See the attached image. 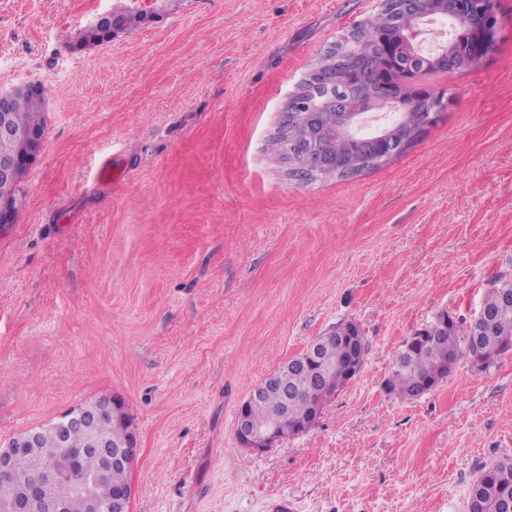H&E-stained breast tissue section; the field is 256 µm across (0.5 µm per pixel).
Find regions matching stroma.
I'll return each mask as SVG.
<instances>
[{
    "label": "stroma",
    "instance_id": "obj_1",
    "mask_svg": "<svg viewBox=\"0 0 512 512\" xmlns=\"http://www.w3.org/2000/svg\"><path fill=\"white\" fill-rule=\"evenodd\" d=\"M118 0H0V87L43 80V151L0 233V440L114 394L140 441L132 512H467L512 461V354L432 391L384 387L448 314L512 279V0L496 52L400 157L308 185L264 145L288 93L366 0H136L159 22L81 52ZM112 158L100 178L98 163ZM358 376L256 456L240 403L336 326Z\"/></svg>",
    "mask_w": 512,
    "mask_h": 512
}]
</instances>
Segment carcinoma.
Segmentation results:
<instances>
[{"instance_id":"1","label":"carcinoma","mask_w":512,"mask_h":512,"mask_svg":"<svg viewBox=\"0 0 512 512\" xmlns=\"http://www.w3.org/2000/svg\"><path fill=\"white\" fill-rule=\"evenodd\" d=\"M116 11L126 31L143 24L142 12L137 7L120 6ZM410 33L411 15L403 11L382 10L356 21L320 55L319 61L324 64L321 72L298 86L303 96L321 103L333 101L344 108L365 106L379 91L387 92L395 102L399 118L371 135H361L354 127L346 129L337 121L332 125L321 123L309 111L292 116L291 127L309 134L314 148L329 155L330 161L336 164L334 177H355L387 164L384 157L392 150L395 132L403 127H420L427 115L440 105L441 97L431 79L461 73L474 66L473 57L465 51L468 34L450 41L435 55L423 56L416 52V38ZM10 113L17 128L45 133L46 105L31 96L25 86L15 88ZM304 153L302 142L285 149L278 131L265 142L266 160L277 168L301 159ZM483 308L486 317L471 326L472 334L483 337L479 351H473L466 337L449 328L434 329L424 341L416 342L411 337L404 342L386 381L388 392L410 398L438 370L449 372L458 361L475 357L488 366L503 355L499 338H512V281L494 289L483 301ZM348 358L350 350L338 338L320 349L319 365L336 370L339 380ZM331 396L327 378L316 372L300 381H289L284 392L267 391L262 398L251 402L249 411L261 421L293 425L308 419L313 424L310 410ZM55 447L54 437H43L39 449L23 463L17 483L0 482V505L13 498L17 485L40 480L50 461L42 449ZM82 466L105 486L118 488L129 481L125 467H105L96 456L84 457ZM41 493L46 499L62 501L64 512H88L86 499L71 492L65 484L44 482ZM477 497L488 501L486 512H501L498 502L512 501V466L502 461L482 472L469 492V499Z\"/></svg>"}]
</instances>
